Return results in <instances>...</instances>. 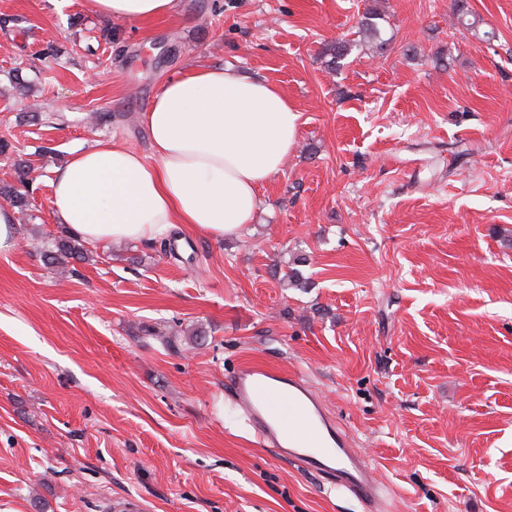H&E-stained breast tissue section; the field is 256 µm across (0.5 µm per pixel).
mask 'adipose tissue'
Segmentation results:
<instances>
[{"label":"adipose tissue","mask_w":512,"mask_h":512,"mask_svg":"<svg viewBox=\"0 0 512 512\" xmlns=\"http://www.w3.org/2000/svg\"><path fill=\"white\" fill-rule=\"evenodd\" d=\"M87 7L147 22L178 15L181 4L87 0ZM142 122L151 155L99 141L53 171L55 223L94 243L151 241L178 224L218 239L240 234L298 133V114L278 86L224 67H193L166 80Z\"/></svg>","instance_id":"1"}]
</instances>
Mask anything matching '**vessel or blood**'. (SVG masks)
<instances>
[{
    "mask_svg": "<svg viewBox=\"0 0 512 512\" xmlns=\"http://www.w3.org/2000/svg\"><path fill=\"white\" fill-rule=\"evenodd\" d=\"M256 434L281 456L328 475L337 488L373 501L381 486L369 462L351 446L300 372L249 365L226 382Z\"/></svg>",
    "mask_w": 512,
    "mask_h": 512,
    "instance_id": "b4317fda",
    "label": "vessel or blood"
}]
</instances>
